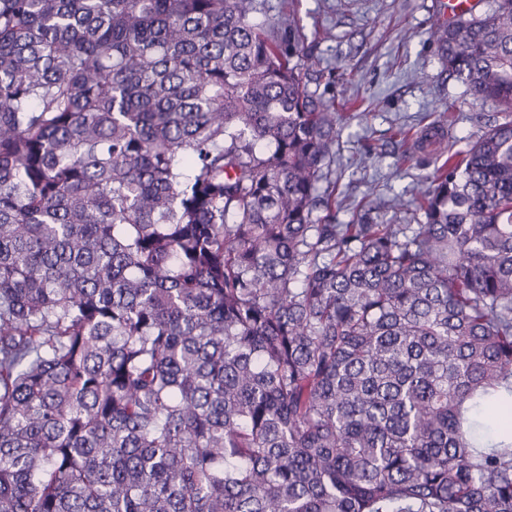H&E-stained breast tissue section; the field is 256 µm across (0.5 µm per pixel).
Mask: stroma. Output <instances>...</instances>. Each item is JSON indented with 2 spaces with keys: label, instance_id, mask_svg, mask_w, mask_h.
Returning <instances> with one entry per match:
<instances>
[{
  "label": "stroma",
  "instance_id": "35a3bbf8",
  "mask_svg": "<svg viewBox=\"0 0 512 512\" xmlns=\"http://www.w3.org/2000/svg\"><path fill=\"white\" fill-rule=\"evenodd\" d=\"M265 10L272 21L293 12L331 73L328 98L344 108L332 165L338 222L356 221L368 203L377 223H412L388 200L411 199L444 149L466 150L497 116L443 68L430 39L439 0H265Z\"/></svg>",
  "mask_w": 512,
  "mask_h": 512
}]
</instances>
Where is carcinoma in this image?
<instances>
[{
	"label": "carcinoma",
	"instance_id": "obj_1",
	"mask_svg": "<svg viewBox=\"0 0 512 512\" xmlns=\"http://www.w3.org/2000/svg\"><path fill=\"white\" fill-rule=\"evenodd\" d=\"M263 0H0V512H512V0L431 31L494 122L336 221ZM372 209L370 211L371 218L377 224H417L413 219V206L409 210H394L391 208L382 207Z\"/></svg>",
	"mask_w": 512,
	"mask_h": 512
}]
</instances>
